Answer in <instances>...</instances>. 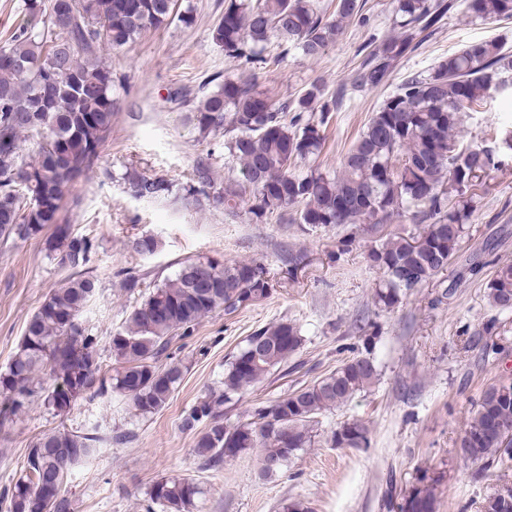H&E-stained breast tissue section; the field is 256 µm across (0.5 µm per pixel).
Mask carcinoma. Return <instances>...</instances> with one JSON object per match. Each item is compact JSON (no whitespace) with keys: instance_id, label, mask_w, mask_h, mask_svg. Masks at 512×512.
Masks as SVG:
<instances>
[{"instance_id":"cac0c4a2","label":"carcinoma","mask_w":512,"mask_h":512,"mask_svg":"<svg viewBox=\"0 0 512 512\" xmlns=\"http://www.w3.org/2000/svg\"><path fill=\"white\" fill-rule=\"evenodd\" d=\"M56 0H24L25 17L0 46V236L26 239L47 228L49 254L71 270L28 319L21 343L0 369V427L40 399L57 414L90 396L112 393L140 415L163 409L179 388L182 361L170 359L177 339L217 309L232 312L265 297L271 270L263 262L189 263L171 279L152 286L130 313L126 326L110 339L116 362L103 372L98 337L84 325L83 313L98 289L88 266L95 242L59 221L69 186L97 165L112 134L117 100L112 65L104 52L135 42L172 17V0H74L62 22L66 47L55 33ZM453 7L447 0H394L399 33L377 46L356 71L358 88L384 85L398 61L412 52L414 38L435 29ZM360 0H336L319 9L315 0H224V13L211 31L224 57L264 61L277 39L315 58L335 44L343 30L363 19ZM467 13L482 21L512 20V0H466ZM57 61L49 71V60ZM496 96L512 97V51L497 40H477L440 59L426 73L407 76L376 110L333 175L312 170L298 174V162L319 152L324 128L341 104L343 92L323 99L314 83L292 101L276 103L255 85L224 78L191 109L203 134L224 133V148L239 165V178L213 189L208 163L197 162L193 181L178 187L134 168L122 174L127 192L139 199L191 202L198 207L236 209L252 193L256 218L291 212L310 230L338 228L336 257L350 252L362 224H382L409 215L423 230L412 238L394 235L370 247L365 258L382 274L378 305L392 309L406 292L442 273L460 249L465 223L474 208V189L493 170L512 165V122L498 135L476 144L459 140L463 117ZM320 104L317 122L303 113ZM294 113L291 121L286 114ZM41 135L36 155L22 156L25 137ZM487 297L502 313L512 312V263L496 267ZM376 334L364 335V351L348 358L313 383L273 401H259L248 419L227 426L220 406L272 375L300 349V328L279 321L256 330L224 369L222 388L184 410L179 427L197 434L196 455L203 469L249 448L260 451V476L283 473L296 452L316 442L318 416L346 404L378 375ZM167 363H162V359ZM50 370L51 383L37 373ZM288 432L283 442L274 430ZM512 429V383L485 390L459 439V455L481 470L505 466L500 432ZM95 430H58L29 448L20 476L4 492L7 512H71L63 490L66 474L97 451ZM339 448L368 447L359 421L332 433ZM201 494L188 479L161 478L148 491L145 512H195ZM402 512H435V494L424 487ZM482 512H512V486L489 496Z\"/></svg>"}]
</instances>
